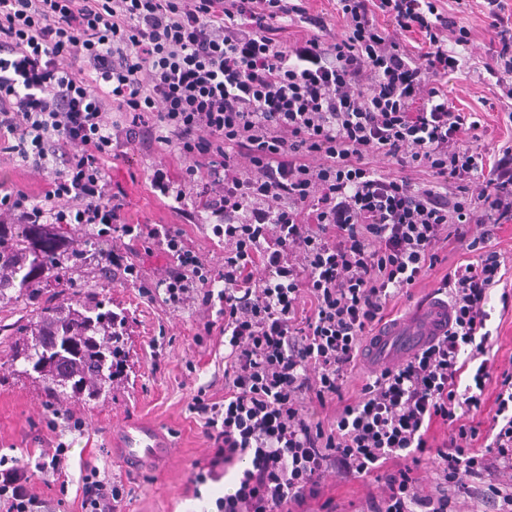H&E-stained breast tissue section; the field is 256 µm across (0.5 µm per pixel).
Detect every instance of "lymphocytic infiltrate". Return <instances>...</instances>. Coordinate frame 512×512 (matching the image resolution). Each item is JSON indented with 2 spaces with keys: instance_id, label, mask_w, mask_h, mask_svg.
Returning <instances> with one entry per match:
<instances>
[{
  "instance_id": "lymphocytic-infiltrate-1",
  "label": "lymphocytic infiltrate",
  "mask_w": 512,
  "mask_h": 512,
  "mask_svg": "<svg viewBox=\"0 0 512 512\" xmlns=\"http://www.w3.org/2000/svg\"><path fill=\"white\" fill-rule=\"evenodd\" d=\"M483 2L484 69L512 101L511 6ZM335 11L341 32L326 39L327 15L305 0H0V153L57 164L41 197L0 195V224L107 225L112 269L134 281L135 244L168 254L149 300L199 298L204 335L226 347L223 396L200 386L186 405L211 450L190 489L245 464L217 512H307L333 470L373 479L361 512H457L459 496L484 488L489 512H512V486L496 481L512 471V369L495 374L482 360L493 348L485 305L504 275L491 234L469 233L512 223V146L485 164L470 144L475 124L441 85L468 35L445 0H336ZM305 24L313 34L284 39ZM108 105L118 120L105 122ZM143 139L162 153L150 193L182 204L168 160L183 159L223 263L193 250L181 227L126 223L127 192L105 170ZM73 143L80 153L67 152ZM370 151L401 176L372 169ZM445 243L471 257L439 285L447 331L348 401V376L389 323L393 294L427 276ZM338 403L325 427L320 413ZM436 422L448 428L437 447L427 439ZM69 451L57 443L33 468L1 454L0 512H49L31 474L66 496ZM425 460L428 490L413 476ZM75 493L80 512H121L125 489L86 464Z\"/></svg>"
}]
</instances>
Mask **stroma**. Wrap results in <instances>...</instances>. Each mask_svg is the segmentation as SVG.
<instances>
[{
	"mask_svg": "<svg viewBox=\"0 0 512 512\" xmlns=\"http://www.w3.org/2000/svg\"><path fill=\"white\" fill-rule=\"evenodd\" d=\"M481 0H467L459 8L449 0V10L459 11L469 31L466 45L457 49L459 71L443 80L448 98L459 111L475 117L482 144L498 149L512 145V121L508 120L495 96V88L480 71L489 56L488 21L481 12ZM156 146L140 144L130 162L109 167L107 179L122 183L129 197L126 217L132 223L157 221L161 215L156 198L145 188L148 170L157 161ZM53 174L52 169L22 166L0 161V187L39 194ZM85 241L82 252L63 261L72 292L96 294L109 309L125 315L124 344L127 367L124 378L112 385L109 396L96 400L51 399L41 385L24 374L11 371L8 359L16 341L15 329L38 304L55 291L52 282L42 284L35 296L0 307V452L27 459L29 451L51 447L63 441L71 448L68 477L77 481L81 463L88 462L126 484L130 494L122 512H216L215 501L233 491L240 467L228 470L225 477L201 487L200 496L187 493L188 479L196 462L206 461L209 450L199 424L185 409L189 389L208 385L213 393L224 392V348L212 341H196L199 301L191 300L178 308H167L149 301L139 288L122 279H109L108 259L112 238L98 234L96 227L81 228ZM439 262L427 278L412 288L411 298L391 302L394 317H403L416 302L432 295L449 267L462 259L460 250L444 247ZM502 287L489 293L486 309L488 329L497 330L494 341L493 372L512 367V298L503 299ZM160 340V358H153L150 343ZM143 417L170 429L175 448L169 464L147 477L130 475L107 450L111 431L129 417ZM82 420L84 432L74 431L73 420ZM370 486L360 479L329 474L324 481L325 497L333 498L339 512H353L365 499Z\"/></svg>",
	"mask_w": 512,
	"mask_h": 512,
	"instance_id": "1",
	"label": "stroma"
}]
</instances>
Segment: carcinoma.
Wrapping results in <instances>:
<instances>
[{"mask_svg":"<svg viewBox=\"0 0 512 512\" xmlns=\"http://www.w3.org/2000/svg\"><path fill=\"white\" fill-rule=\"evenodd\" d=\"M0 304H10L48 279H56L62 257L78 251L80 232L59 224H0ZM94 296L63 290L19 324L23 343L11 365L37 381L51 397H98L111 388L114 365L123 362L112 311Z\"/></svg>","mask_w":512,"mask_h":512,"instance_id":"obj_1","label":"carcinoma"}]
</instances>
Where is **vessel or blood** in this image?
Listing matches in <instances>:
<instances>
[{
    "mask_svg": "<svg viewBox=\"0 0 512 512\" xmlns=\"http://www.w3.org/2000/svg\"><path fill=\"white\" fill-rule=\"evenodd\" d=\"M450 312L440 297L428 298L415 311L394 325L371 336L367 346L374 368L398 364L402 356L417 352L448 328ZM171 434L159 425L136 420L124 422L112 439V453L124 468L145 474L166 461L173 451Z\"/></svg>",
    "mask_w": 512,
    "mask_h": 512,
    "instance_id": "vessel-or-blood-1",
    "label": "vessel or blood"
}]
</instances>
